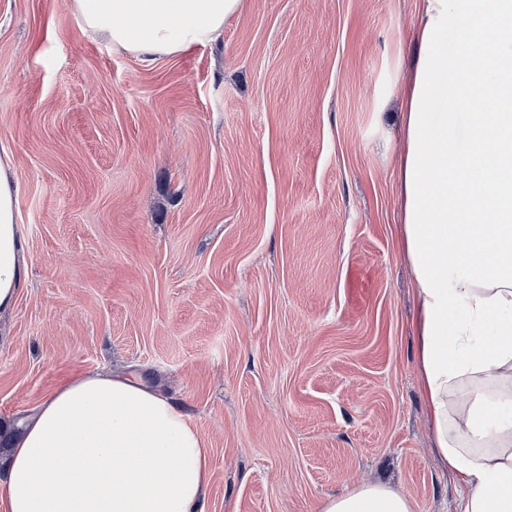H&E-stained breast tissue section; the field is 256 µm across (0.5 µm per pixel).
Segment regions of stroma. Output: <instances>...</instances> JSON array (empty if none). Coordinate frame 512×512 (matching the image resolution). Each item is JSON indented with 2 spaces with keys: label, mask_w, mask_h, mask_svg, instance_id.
I'll return each instance as SVG.
<instances>
[{
  "label": "stroma",
  "mask_w": 512,
  "mask_h": 512,
  "mask_svg": "<svg viewBox=\"0 0 512 512\" xmlns=\"http://www.w3.org/2000/svg\"><path fill=\"white\" fill-rule=\"evenodd\" d=\"M417 0H244L143 65L65 0H0V150L28 277L0 423L135 373L211 453L207 512H319L369 483L456 512L398 249V92Z\"/></svg>",
  "instance_id": "1"
}]
</instances>
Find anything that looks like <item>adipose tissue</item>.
<instances>
[{
    "label": "adipose tissue",
    "instance_id": "1",
    "mask_svg": "<svg viewBox=\"0 0 512 512\" xmlns=\"http://www.w3.org/2000/svg\"><path fill=\"white\" fill-rule=\"evenodd\" d=\"M243 0H68L81 34L150 65L224 36ZM484 36L447 52L448 16ZM402 87L399 247L414 275L418 366L460 512H512V0H420ZM481 103L456 149L462 94ZM27 280L12 158L0 157V315ZM6 512H206L209 450L189 416L133 376L70 379L0 459ZM321 512H414L373 483Z\"/></svg>",
    "mask_w": 512,
    "mask_h": 512
}]
</instances>
